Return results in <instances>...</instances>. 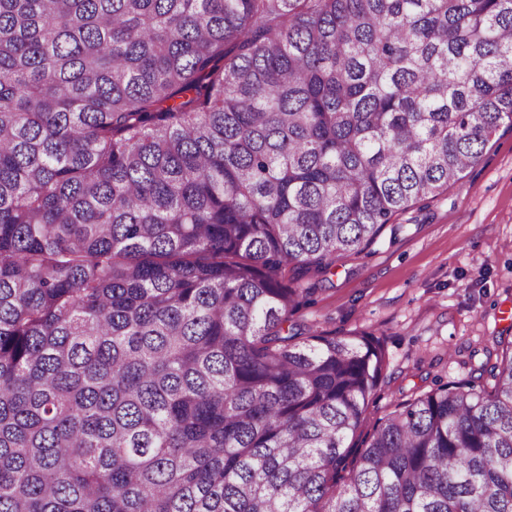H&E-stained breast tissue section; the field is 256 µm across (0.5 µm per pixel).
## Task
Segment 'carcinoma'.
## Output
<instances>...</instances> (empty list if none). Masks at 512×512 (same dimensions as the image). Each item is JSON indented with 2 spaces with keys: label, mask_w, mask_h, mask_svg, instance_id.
<instances>
[{
  "label": "carcinoma",
  "mask_w": 512,
  "mask_h": 512,
  "mask_svg": "<svg viewBox=\"0 0 512 512\" xmlns=\"http://www.w3.org/2000/svg\"><path fill=\"white\" fill-rule=\"evenodd\" d=\"M512 129V0H0V512H512V347L359 446L310 289Z\"/></svg>",
  "instance_id": "1"
}]
</instances>
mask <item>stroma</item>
Listing matches in <instances>:
<instances>
[{
  "label": "stroma",
  "mask_w": 512,
  "mask_h": 512,
  "mask_svg": "<svg viewBox=\"0 0 512 512\" xmlns=\"http://www.w3.org/2000/svg\"><path fill=\"white\" fill-rule=\"evenodd\" d=\"M301 331L375 334L387 367L363 432L405 403L478 376L512 345V131L464 179L392 219L375 244L320 277Z\"/></svg>",
  "instance_id": "35a3bbf8"
}]
</instances>
